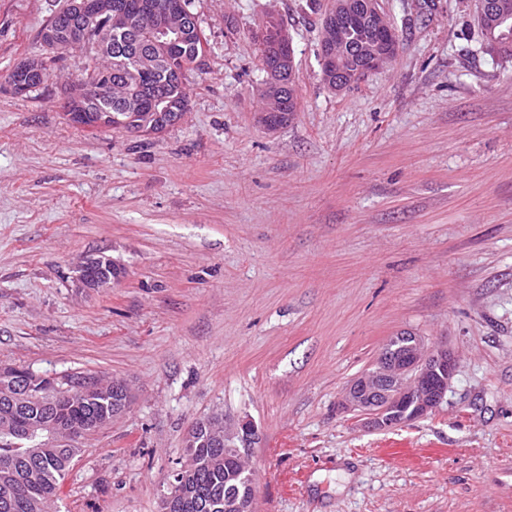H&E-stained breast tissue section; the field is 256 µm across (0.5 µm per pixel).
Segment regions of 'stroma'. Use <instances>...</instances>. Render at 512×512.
<instances>
[{
    "mask_svg": "<svg viewBox=\"0 0 512 512\" xmlns=\"http://www.w3.org/2000/svg\"><path fill=\"white\" fill-rule=\"evenodd\" d=\"M64 0H0V362L123 381L56 512H157L186 436L219 413L262 440L256 512H512V55L477 0H380L394 61L322 79L328 0H194L208 52L163 132L72 124L66 54L31 96ZM292 36L298 110L258 121L269 16ZM106 255L111 284L77 288ZM443 342L432 416L374 431L342 411L387 341ZM44 64L45 61L43 57H35L20 65L16 71V75L11 80L12 73L10 72L8 74L9 90L15 95H23L29 91L30 93L36 92L37 90H31L34 89L35 82L38 83L39 80L43 81L45 79ZM42 84H40L39 87ZM76 272L80 278L109 280L115 279L121 274V269L111 258L100 255L98 257L88 258L79 267Z\"/></svg>",
    "mask_w": 512,
    "mask_h": 512,
    "instance_id": "stroma-1",
    "label": "stroma"
}]
</instances>
